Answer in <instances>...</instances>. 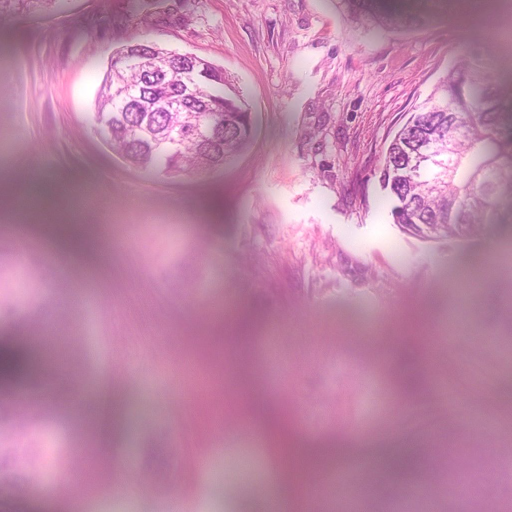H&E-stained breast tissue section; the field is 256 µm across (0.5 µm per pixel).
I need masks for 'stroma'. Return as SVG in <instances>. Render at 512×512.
I'll list each match as a JSON object with an SVG mask.
<instances>
[{"mask_svg":"<svg viewBox=\"0 0 512 512\" xmlns=\"http://www.w3.org/2000/svg\"><path fill=\"white\" fill-rule=\"evenodd\" d=\"M421 30L351 25L336 0H65L0 26L11 85L0 104V343L38 361L24 391L47 396L39 428L0 421L44 476L0 512H247L271 495L261 438L244 414L193 404L262 390L311 444L376 455L402 439L458 448L484 476L406 512H512V275L495 272L469 310L460 284L512 245L502 224L428 239L394 224L379 157L438 77L472 48L497 59L512 103V6L398 0ZM139 38L223 68L248 106L249 148L204 176L126 166L93 127L113 50ZM43 181L108 198L111 237L76 258L52 211L20 209ZM148 210L154 221H139ZM252 343L235 373L208 338ZM94 388L128 400L119 452L65 405ZM491 427L475 436L477 423ZM125 479L124 497L113 493Z\"/></svg>","mask_w":512,"mask_h":512,"instance_id":"1","label":"stroma"}]
</instances>
